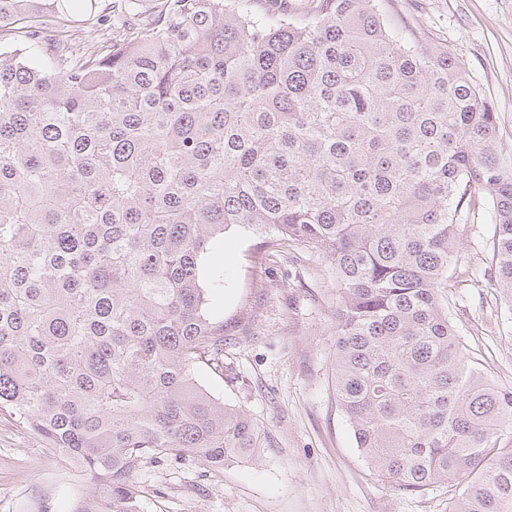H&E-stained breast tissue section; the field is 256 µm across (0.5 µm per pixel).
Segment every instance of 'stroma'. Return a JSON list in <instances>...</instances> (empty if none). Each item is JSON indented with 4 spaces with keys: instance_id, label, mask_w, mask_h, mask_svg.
Masks as SVG:
<instances>
[{
    "instance_id": "obj_1",
    "label": "stroma",
    "mask_w": 512,
    "mask_h": 512,
    "mask_svg": "<svg viewBox=\"0 0 512 512\" xmlns=\"http://www.w3.org/2000/svg\"><path fill=\"white\" fill-rule=\"evenodd\" d=\"M163 0L118 10L96 0L102 32L152 24ZM386 19L413 40L445 46L497 114L512 149V0H387ZM494 226L479 212L459 226L476 281L449 295L450 314L490 379L512 387V312L491 285ZM208 265L224 285L210 310L224 319L220 365L198 364V381L244 409L273 438L258 454L215 472L197 461L144 465L136 480L144 512H448L451 488L407 492L376 477L336 400V282L326 259L297 246L275 249L237 227ZM90 479L50 452L27 424L0 414V512H73Z\"/></svg>"
}]
</instances>
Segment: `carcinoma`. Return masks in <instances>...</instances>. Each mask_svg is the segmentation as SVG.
Segmentation results:
<instances>
[{"label":"carcinoma","mask_w":512,"mask_h":512,"mask_svg":"<svg viewBox=\"0 0 512 512\" xmlns=\"http://www.w3.org/2000/svg\"><path fill=\"white\" fill-rule=\"evenodd\" d=\"M167 0L104 50L51 53L0 0V411L92 483L74 512H144L134 475L214 471L271 446L215 399L211 249L272 230L336 278V397L375 475L459 489L449 512H512V390L469 358L448 289L470 278L459 220L494 225L512 307V150L446 47L410 43L382 0Z\"/></svg>","instance_id":"carcinoma-1"}]
</instances>
